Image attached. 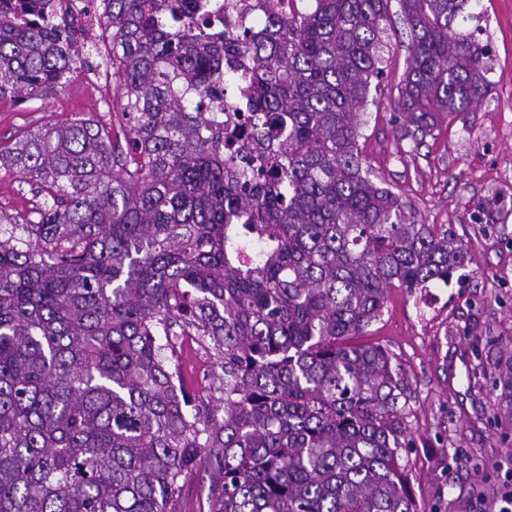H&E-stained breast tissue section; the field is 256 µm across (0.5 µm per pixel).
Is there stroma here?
Here are the masks:
<instances>
[{
	"instance_id": "1",
	"label": "stroma",
	"mask_w": 512,
	"mask_h": 512,
	"mask_svg": "<svg viewBox=\"0 0 512 512\" xmlns=\"http://www.w3.org/2000/svg\"><path fill=\"white\" fill-rule=\"evenodd\" d=\"M493 51V94L413 140L397 109L409 32L391 5L388 62L359 139L362 167L398 194L416 221L447 228L469 255L449 281L415 293L393 287L364 343L386 350L410 394L400 449L416 512H500L512 472V0H480ZM90 54L48 100L0 102V149L49 123L90 117L111 126L116 83ZM37 184L0 170V215L27 214ZM191 392L215 391L217 358L181 351Z\"/></svg>"
}]
</instances>
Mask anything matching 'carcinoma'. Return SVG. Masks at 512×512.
<instances>
[{"label":"carcinoma","mask_w":512,"mask_h":512,"mask_svg":"<svg viewBox=\"0 0 512 512\" xmlns=\"http://www.w3.org/2000/svg\"><path fill=\"white\" fill-rule=\"evenodd\" d=\"M475 2L398 0L423 135L493 93ZM224 3L99 0L119 132L0 149L44 193L0 215V512H179L202 466L213 512H414L404 378L349 339L468 256L362 168L391 0H265L233 38ZM89 46L58 0H0V101L57 94ZM177 321L220 359V404L185 387Z\"/></svg>","instance_id":"1"}]
</instances>
